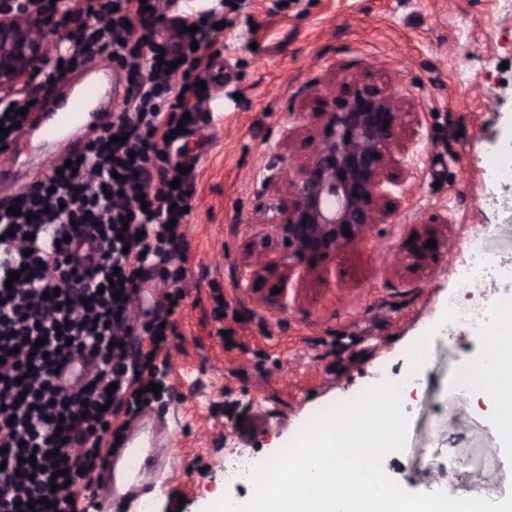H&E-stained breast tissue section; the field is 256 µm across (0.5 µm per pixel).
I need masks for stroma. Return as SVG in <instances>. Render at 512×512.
<instances>
[{
  "instance_id": "35a3bbf8",
  "label": "stroma",
  "mask_w": 512,
  "mask_h": 512,
  "mask_svg": "<svg viewBox=\"0 0 512 512\" xmlns=\"http://www.w3.org/2000/svg\"><path fill=\"white\" fill-rule=\"evenodd\" d=\"M206 56L211 107L188 139L193 210L179 259L187 297L167 389L150 406L172 434L169 462L146 494L154 512H206L226 495L247 501L251 485L224 480L230 456L259 464L319 413L378 385L379 371L408 378L422 338L427 359L402 396L407 443L384 458V473L413 492L466 499L493 485L504 499L512 439L474 390L455 388L485 337L432 330L461 292L456 266L471 235L484 236L494 262L512 265L505 191L487 163L512 135V0H246L225 8L224 33ZM103 69L120 113L128 73L107 54L91 53L58 90ZM353 80L387 85L412 112L418 136L400 202L370 244L292 275L286 295L252 287L243 257L272 236L266 219L278 199L260 174L307 154L316 90ZM435 214L450 219L438 229L448 246L437 264L387 254ZM432 459L442 469L414 479Z\"/></svg>"
}]
</instances>
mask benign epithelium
Segmentation results:
<instances>
[{
  "instance_id": "benign-epithelium-1",
  "label": "benign epithelium",
  "mask_w": 512,
  "mask_h": 512,
  "mask_svg": "<svg viewBox=\"0 0 512 512\" xmlns=\"http://www.w3.org/2000/svg\"><path fill=\"white\" fill-rule=\"evenodd\" d=\"M48 51L37 19L14 0H0V100L32 87ZM318 101L320 124L310 153L263 176L265 185L286 195L273 216L285 252L267 263L258 256L246 259L253 284L272 277L284 280L300 262L318 263L367 242L373 227L386 218L381 200L389 195L387 186H399L388 165L405 163L408 148L400 143L407 112L387 88L344 82L324 88ZM346 230L351 236L344 235ZM430 239V232L413 228L400 248L421 266L436 255L425 247Z\"/></svg>"
}]
</instances>
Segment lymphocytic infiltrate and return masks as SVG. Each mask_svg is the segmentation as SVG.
Instances as JSON below:
<instances>
[{
    "mask_svg": "<svg viewBox=\"0 0 512 512\" xmlns=\"http://www.w3.org/2000/svg\"><path fill=\"white\" fill-rule=\"evenodd\" d=\"M16 3L49 26L57 50L34 75L35 92L0 101V147L27 124L21 108L42 109L89 50L136 78L79 162L25 185L19 215L0 207V512H86L76 495L117 449L118 412L149 403L186 296L176 273L153 317L134 326L140 275L183 239L192 191L176 130H192L210 98L199 87L205 57L192 45L212 41L223 19L179 15L171 36L166 12L178 0ZM87 234L99 250L85 271L71 253Z\"/></svg>",
    "mask_w": 512,
    "mask_h": 512,
    "instance_id": "f902f5d3",
    "label": "lymphocytic infiltrate"
}]
</instances>
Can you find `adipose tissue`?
<instances>
[{"mask_svg": "<svg viewBox=\"0 0 512 512\" xmlns=\"http://www.w3.org/2000/svg\"><path fill=\"white\" fill-rule=\"evenodd\" d=\"M486 336L482 356L468 372L485 402L497 415L501 433L512 437V305Z\"/></svg>", "mask_w": 512, "mask_h": 512, "instance_id": "1", "label": "adipose tissue"}]
</instances>
